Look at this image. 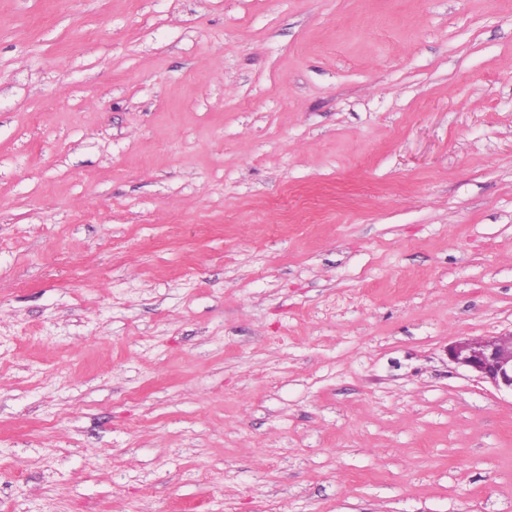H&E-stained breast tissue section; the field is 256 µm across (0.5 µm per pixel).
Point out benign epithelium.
Returning a JSON list of instances; mask_svg holds the SVG:
<instances>
[{
    "label": "benign epithelium",
    "mask_w": 512,
    "mask_h": 512,
    "mask_svg": "<svg viewBox=\"0 0 512 512\" xmlns=\"http://www.w3.org/2000/svg\"><path fill=\"white\" fill-rule=\"evenodd\" d=\"M448 360L499 392L512 394V349L502 336L461 338L448 345Z\"/></svg>",
    "instance_id": "1"
}]
</instances>
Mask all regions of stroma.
<instances>
[{
    "label": "stroma",
    "mask_w": 512,
    "mask_h": 512,
    "mask_svg": "<svg viewBox=\"0 0 512 512\" xmlns=\"http://www.w3.org/2000/svg\"><path fill=\"white\" fill-rule=\"evenodd\" d=\"M512 0H0V512H512ZM446 352L451 363L512 396V349L505 346L504 336L461 338L448 345Z\"/></svg>",
    "instance_id": "35a3bbf8"
}]
</instances>
